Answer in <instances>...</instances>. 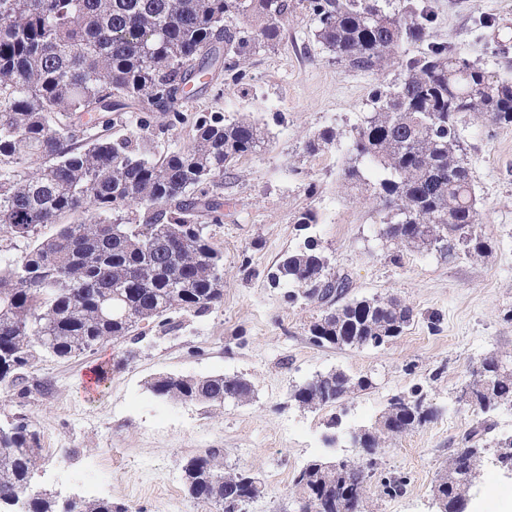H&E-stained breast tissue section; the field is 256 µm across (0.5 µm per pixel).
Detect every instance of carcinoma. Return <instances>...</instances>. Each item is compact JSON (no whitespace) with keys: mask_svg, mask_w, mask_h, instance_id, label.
Segmentation results:
<instances>
[{"mask_svg":"<svg viewBox=\"0 0 512 512\" xmlns=\"http://www.w3.org/2000/svg\"><path fill=\"white\" fill-rule=\"evenodd\" d=\"M288 0H0V232L15 254L0 252V386H26L27 371L44 357L70 359L108 341L126 339L142 322L175 311L202 315L224 300V253L212 241L205 217L222 222L224 171L264 149L268 128L255 120L201 115L190 145L157 156L145 118L122 138L93 133L114 124L110 113L144 109L181 123V87L227 70L260 48L274 47L288 16ZM315 37L351 71L399 77L380 81L367 112L350 131L344 182L376 177L375 198L385 211L381 238L402 247H430L450 257L463 244L483 256L488 241L477 232L470 159L462 125L473 117L512 126V81L496 79L476 61L431 42L420 57L402 58L400 46L427 37L434 12L429 0L401 8L394 0H307ZM333 127L313 134L305 148L333 144ZM72 222L61 223L65 217ZM55 224L48 237L41 228ZM270 279L298 288L323 315L310 328L321 343L362 347L375 337H397L412 309L395 297L331 307L336 286L348 277L329 272V260L309 240L286 255ZM371 386L342 370L317 374L296 386L291 400L313 410ZM158 397L223 406L245 402L251 381L224 374H163L149 382ZM470 406L486 414L512 404V355L484 356L465 384ZM387 425L364 440L367 448L407 434L434 416L422 401L390 398ZM492 426L477 423L448 457L433 492L452 504L466 496L468 480L488 445L512 466V435L486 440ZM42 451L31 421L0 419V512H129L110 500H57L29 493ZM367 463L344 461L338 473L320 460L293 477L300 503L312 512H338L346 492H360L364 509ZM190 498L216 512H246L263 497L246 471L224 465L218 449L182 467Z\"/></svg>","mask_w":512,"mask_h":512,"instance_id":"obj_1","label":"carcinoma"}]
</instances>
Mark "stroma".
<instances>
[{
	"label": "stroma",
	"instance_id": "stroma-1",
	"mask_svg": "<svg viewBox=\"0 0 512 512\" xmlns=\"http://www.w3.org/2000/svg\"><path fill=\"white\" fill-rule=\"evenodd\" d=\"M426 42L402 44L420 55L427 42L448 43L497 78H512V0H431ZM316 23L295 4L278 44L261 48L234 81L218 72L208 87L192 85L181 110L187 123L159 135L156 154L190 144L192 118L247 114L268 125L272 140L240 159L224 176V218L208 232L224 253V300L207 313L171 314L167 325L145 326L139 341L105 342L68 361L45 359L30 373L48 394L27 399L0 387V406L26 415L41 435L33 491L107 499L132 512H214L191 499L182 467L212 448L226 466L257 474L268 493L246 512H294L293 477L309 461L349 458V429L373 424L397 394L417 395L435 417L377 458L368 490L369 512H432L433 486L452 449L473 425L492 424V436L512 435V406L486 414L460 402V390L487 353L512 354V127L469 121L462 135L479 199L481 257L458 250H397L378 236V201L346 188L348 133L376 83L352 72L314 37ZM326 126L341 137L318 154L305 142ZM313 210L315 224H298ZM315 240L332 272L347 275V298L396 297L413 310L411 325L384 345H317L309 326L322 309L272 284L281 257ZM110 359L112 374L96 395L83 390L85 371ZM341 369L372 384L336 404L303 410L289 398L294 386ZM160 374L241 375L254 385L250 402L221 407L156 397ZM338 427H331V420ZM483 456L485 477L472 487L470 512H512V477ZM399 479L389 494L386 482Z\"/></svg>",
	"mask_w": 512,
	"mask_h": 512
}]
</instances>
